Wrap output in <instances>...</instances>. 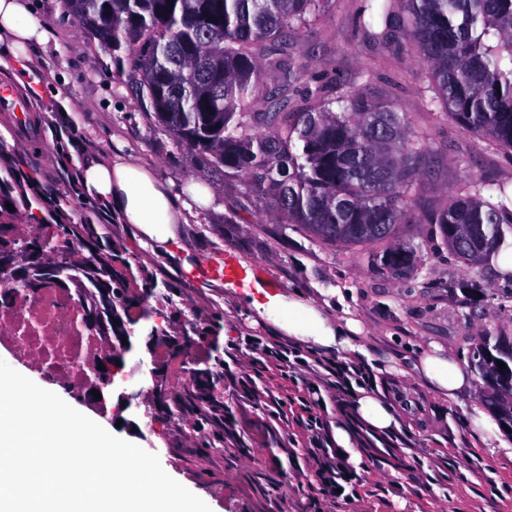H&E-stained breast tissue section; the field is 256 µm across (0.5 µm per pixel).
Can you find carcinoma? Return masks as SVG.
<instances>
[{"label":"carcinoma","instance_id":"obj_1","mask_svg":"<svg viewBox=\"0 0 512 512\" xmlns=\"http://www.w3.org/2000/svg\"><path fill=\"white\" fill-rule=\"evenodd\" d=\"M326 0H65L78 24L130 61L129 88L174 138L187 163L240 180L233 210L263 202L279 224L313 240L357 248L393 277L413 272L422 244L401 239L426 224L467 266L512 236V183L474 178L447 203L422 200L427 152L404 114L308 74L288 33ZM378 40L403 33L427 64L435 96L458 125L512 148V0H382ZM303 90L300 102L290 94ZM336 103L339 110L330 105ZM83 232L37 224L25 238L0 224V252L32 257L86 287L73 243ZM467 358L489 377L481 403L512 435V336L486 326ZM502 361L506 368L497 366Z\"/></svg>","mask_w":512,"mask_h":512}]
</instances>
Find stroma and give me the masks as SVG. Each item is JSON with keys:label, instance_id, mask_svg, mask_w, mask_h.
I'll use <instances>...</instances> for the list:
<instances>
[{"label": "stroma", "instance_id": "stroma-1", "mask_svg": "<svg viewBox=\"0 0 512 512\" xmlns=\"http://www.w3.org/2000/svg\"><path fill=\"white\" fill-rule=\"evenodd\" d=\"M359 9L360 0H327L291 37L308 72L337 91L359 90L405 113L427 142L419 189L432 204H445L472 177L512 182V149L464 130L443 105L428 104L432 80L415 48L368 37ZM38 14L55 30L59 49L35 69L33 83L0 72V83L12 84L28 107L21 122L0 111V179L10 187L0 193V206L13 205L24 232L32 206L53 224L91 225L90 246L112 257V285L126 287L136 324L125 355L133 399L122 425L109 421L106 429L155 450L164 470L212 512H512V450L484 447L466 423L476 392L445 403L412 372L429 343L463 358L483 326L512 336V284L496 266L466 267L426 241V225L408 224L402 237L423 243V262L412 275L394 278L353 248L323 245L276 223L264 205L231 215L238 185L189 166L133 97L128 60L113 58L90 37L63 0H40ZM62 79L80 110L46 107L42 88ZM119 145L175 188L197 181L214 191L208 208L177 227L194 264L229 251L243 268L261 265L266 284L299 290L331 319L356 320L372 357L396 358L397 373L375 375L374 384L401 406L400 432L373 438L350 417V393L326 370L336 356L255 322L239 303L242 289L186 278L180 262L140 245L133 225L110 221L83 200L77 159L90 147ZM142 315L167 335L191 337L193 348H150ZM150 360L166 384L160 411L150 376L138 370ZM202 389L217 396L220 408L198 400ZM340 422L355 434L358 463L336 451L331 431ZM331 470L332 490L325 486Z\"/></svg>", "mask_w": 512, "mask_h": 512}]
</instances>
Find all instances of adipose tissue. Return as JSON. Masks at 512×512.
Returning a JSON list of instances; mask_svg holds the SVG:
<instances>
[{
	"mask_svg": "<svg viewBox=\"0 0 512 512\" xmlns=\"http://www.w3.org/2000/svg\"><path fill=\"white\" fill-rule=\"evenodd\" d=\"M53 29L42 22L31 0H0V69L24 62L36 67L41 53L55 43ZM78 181L85 197L92 199L118 223L134 225L140 244L170 250L176 242L177 225L214 195L208 186L195 182L186 190L173 191L154 170L120 153L87 159ZM255 316L271 322L288 338L326 354H363L354 321L335 322L297 291L249 299ZM414 369L428 389L445 400L456 399L475 387L467 364L429 343ZM352 415L370 435H388L400 426L396 405L360 387L351 405Z\"/></svg>",
	"mask_w": 512,
	"mask_h": 512,
	"instance_id": "adipose-tissue-1",
	"label": "adipose tissue"
}]
</instances>
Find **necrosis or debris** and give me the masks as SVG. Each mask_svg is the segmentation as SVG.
<instances>
[{
    "mask_svg": "<svg viewBox=\"0 0 512 512\" xmlns=\"http://www.w3.org/2000/svg\"><path fill=\"white\" fill-rule=\"evenodd\" d=\"M86 313L67 288H1L0 342L37 365L48 380L84 388L87 365L102 352L99 335L84 324Z\"/></svg>",
    "mask_w": 512,
    "mask_h": 512,
    "instance_id": "4bbe7bcc",
    "label": "necrosis or debris"
}]
</instances>
